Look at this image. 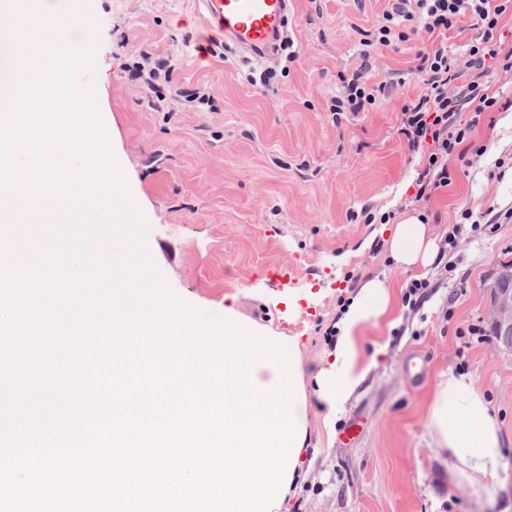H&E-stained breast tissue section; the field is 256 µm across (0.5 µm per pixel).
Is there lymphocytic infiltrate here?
<instances>
[{
  "label": "lymphocytic infiltrate",
  "mask_w": 512,
  "mask_h": 512,
  "mask_svg": "<svg viewBox=\"0 0 512 512\" xmlns=\"http://www.w3.org/2000/svg\"><path fill=\"white\" fill-rule=\"evenodd\" d=\"M507 15L512 16V0H394L391 10L383 13L370 34L372 42L390 47L408 40L414 20H421L428 34L441 35L463 17L475 20L482 31L480 42L470 46L466 60L449 55L444 45L417 54L420 70L428 74L427 88L402 106L400 117V132L409 146L424 152L425 163L416 180L417 199H429L435 191L452 183L449 155L463 156L471 149L484 154V147L474 146L471 141L479 115L497 110L502 103L512 107V98L500 99L480 84H471L463 92L452 86L462 62L479 69L492 61L503 70L512 71V50L503 51L497 38L499 24ZM338 79L343 92L332 98L329 108L336 123L342 115L365 111L385 93L384 85L362 81L357 72L339 74ZM467 108L473 110L475 117L460 123L459 115Z\"/></svg>",
  "instance_id": "obj_1"
}]
</instances>
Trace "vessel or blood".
<instances>
[{
    "mask_svg": "<svg viewBox=\"0 0 512 512\" xmlns=\"http://www.w3.org/2000/svg\"><path fill=\"white\" fill-rule=\"evenodd\" d=\"M291 0H195L202 30L200 50L224 42L247 60L273 57L286 28Z\"/></svg>",
    "mask_w": 512,
    "mask_h": 512,
    "instance_id": "b4317fda",
    "label": "vessel or blood"
}]
</instances>
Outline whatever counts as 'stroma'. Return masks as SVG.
<instances>
[{
    "label": "stroma",
    "instance_id": "35a3bbf8",
    "mask_svg": "<svg viewBox=\"0 0 512 512\" xmlns=\"http://www.w3.org/2000/svg\"><path fill=\"white\" fill-rule=\"evenodd\" d=\"M391 6L294 0L296 61L252 68L220 43L198 60L193 0H74L72 8L98 22L99 113L170 288L203 311L233 308L273 342L295 341L307 365L311 468L289 512H512V350L489 332L491 291L512 263V126L498 112L481 119L475 138L486 154L449 156L454 182L415 200L423 154L399 134V113L425 92L417 54L439 40L420 29L398 45L363 49L362 32ZM143 50L179 62L161 93L200 86L210 103L153 109L125 73ZM266 67L276 76L265 89L253 80ZM356 70L386 83V95L334 124L336 75ZM499 158L505 171L493 166ZM466 209L478 228L462 224ZM388 213L393 222L381 223ZM414 213L444 258L398 268L390 236ZM457 223L462 231L447 245ZM375 278L388 286L390 308L357 331L367 374L332 419L315 376L334 360L343 305ZM416 279L430 286L410 302ZM449 370L475 376L500 422L504 467L492 491L452 481L427 433L436 380ZM349 422L357 430L345 442L339 433Z\"/></svg>",
    "mask_w": 512,
    "mask_h": 512
}]
</instances>
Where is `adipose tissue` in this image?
I'll return each instance as SVG.
<instances>
[{"mask_svg":"<svg viewBox=\"0 0 512 512\" xmlns=\"http://www.w3.org/2000/svg\"><path fill=\"white\" fill-rule=\"evenodd\" d=\"M389 249L395 264L406 267L429 266L436 254L427 225L416 215L396 224ZM389 304L385 282L374 279L345 305L337 324L335 360L317 376L330 413H337L343 407L363 376L356 362V328L384 315ZM426 427L435 448L447 456L448 471L456 481L481 488L497 484L502 466L501 428L471 375L441 374L428 406Z\"/></svg>","mask_w":512,"mask_h":512,"instance_id":"ef3b65f1","label":"adipose tissue"}]
</instances>
